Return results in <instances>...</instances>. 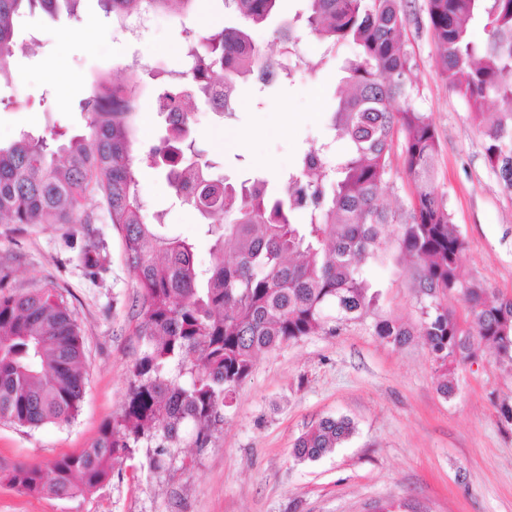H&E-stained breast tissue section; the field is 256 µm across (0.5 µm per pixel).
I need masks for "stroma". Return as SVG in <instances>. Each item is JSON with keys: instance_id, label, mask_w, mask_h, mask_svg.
I'll use <instances>...</instances> for the list:
<instances>
[{"instance_id": "35a3bbf8", "label": "stroma", "mask_w": 512, "mask_h": 512, "mask_svg": "<svg viewBox=\"0 0 512 512\" xmlns=\"http://www.w3.org/2000/svg\"><path fill=\"white\" fill-rule=\"evenodd\" d=\"M405 39L414 64V105L433 124L440 143L437 185L466 242L461 274L512 296V195L504 192L485 158V140L468 104L439 74L437 46L424 0H403ZM220 0H197L192 16L151 14L138 37L116 29L98 0H82L74 16L36 11L18 21L37 37L32 52L17 55L13 77L22 90H0V143L20 132L49 136L60 124L87 133L78 103L101 75L153 56L140 73L138 145L160 135L154 70L180 69L184 28L200 34L224 26ZM302 53L321 59L317 71L271 84L263 95L242 85L234 115L219 118L195 100L198 142L224 161L237 180L252 174L276 179L311 142L329 135L343 59L302 35ZM148 213L195 245L208 265L210 243L199 217L170 203L172 189L158 171L139 177ZM99 265L80 264L82 248ZM0 272L14 288L53 284L84 327L86 392L76 419L36 429L0 422V462L44 465L90 447L102 426L122 409L129 370L142 350L135 333V279L124 261L123 241L110 224L17 226L0 224ZM384 310L408 325L418 322L414 289L401 268H378ZM458 392L438 391L435 365L421 337L388 344L362 326L308 336L262 352L238 387L209 448H174L165 466L150 469L147 451L135 449L122 472L97 489L73 497L31 496L0 480V512H376L395 502L407 512H512V427L495 404L512 399V369L492 352L456 372ZM345 416L355 434L314 462L291 455L296 439L325 416Z\"/></svg>"}]
</instances>
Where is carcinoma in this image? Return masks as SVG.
<instances>
[{"mask_svg":"<svg viewBox=\"0 0 512 512\" xmlns=\"http://www.w3.org/2000/svg\"><path fill=\"white\" fill-rule=\"evenodd\" d=\"M81 0H0V84L23 48L14 18L37 9L75 14ZM124 30L131 17L152 10L184 14L197 0H99ZM230 10L221 31L185 30L187 68L156 71L158 99L186 115L182 127L145 152L135 148L138 81L102 79L79 102L89 114V136L52 141L28 134L0 145L1 224H90L117 227L125 261L138 288V336L143 349L130 370L126 401L91 447L49 464L19 463L0 479L28 495L90 491L121 466L134 448H207L236 389L258 355L306 336L359 324L393 345L413 335L425 340L442 381L456 394L454 370L485 347L512 367V297L483 281L465 279V242L435 179L439 140L413 104V64L404 39L401 0H306L307 9L274 31L295 66L317 64L300 54L298 27L326 51L356 48L343 67L331 124L345 148L316 142L282 173L276 190L260 176L230 182L214 174L221 161L191 136L194 99L230 115L238 85L256 79L263 59L253 31L277 13L280 0H220ZM438 45L439 73L463 98L474 119L490 101L500 112L484 129L485 152L504 188L512 191V0H425ZM483 24L485 38L471 36ZM220 86L215 105L209 91ZM400 142L411 184L407 204L383 202L393 178L392 151ZM163 164L174 201L203 220L210 263L195 260L193 243L150 220L139 175ZM97 194L102 215L83 207ZM394 262L417 290L419 322L412 328L381 308L370 265ZM458 295L469 327L448 310ZM83 330L56 289L11 288L0 275V422L38 428L70 423L79 413L85 376ZM354 433L347 417H326L296 440L292 456L316 461Z\"/></svg>","mask_w":512,"mask_h":512,"instance_id":"1","label":"carcinoma"}]
</instances>
